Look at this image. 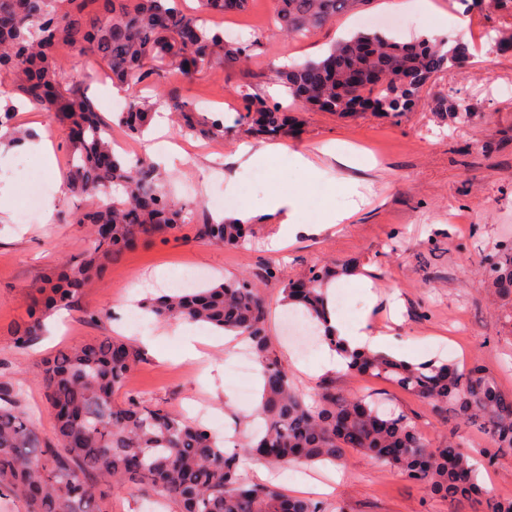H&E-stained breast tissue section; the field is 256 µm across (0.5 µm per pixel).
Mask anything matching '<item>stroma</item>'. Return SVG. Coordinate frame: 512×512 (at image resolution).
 <instances>
[{
  "mask_svg": "<svg viewBox=\"0 0 512 512\" xmlns=\"http://www.w3.org/2000/svg\"><path fill=\"white\" fill-rule=\"evenodd\" d=\"M391 2L372 0L306 39L274 34L271 0H252L243 13L211 19V26L235 31L239 39L260 38L256 57L239 67L163 75L154 101L164 112L173 90L194 103L210 101V113L223 117L229 132L224 140L212 141L183 135L169 124L166 139L181 149L182 157L171 161L159 155L155 161L179 204L215 217L214 198L240 199L255 213L251 241L240 248L216 246L192 240L186 227L164 239L139 242L107 267L96 288L50 316L47 334L25 348L17 347L12 327L24 318L32 290L67 256L84 249L87 229L71 221L76 198L58 188V176L66 171V127L49 112L15 113L16 126L49 140L55 163L46 165L26 146L0 150V195L12 199L10 210L0 211V383L19 390L22 409L35 418L44 439H53L54 425L45 409L39 364L63 347L98 336H122L138 345L141 358L129 392L182 411L193 404L206 408L229 429L240 414L252 412L261 383L253 381L250 397L240 395L228 369L235 349L223 334L198 323L188 332L177 320L129 318L132 300L146 299L152 288L173 287L179 275L193 268L205 271L208 285L242 275L261 279L273 345L303 392L315 386L311 370L323 351L317 347L305 357L296 353L295 331L311 340L318 334L313 323L285 305L280 282L265 280V268L274 263L294 279L325 266L352 265V274L335 280L336 296L345 303L338 314L346 323L367 320L374 332L388 336L385 352L401 359L478 363L505 395H512V324L503 317L512 299L490 292L480 266L485 255L512 241V54L497 52L488 37L492 28L512 27V16L468 15L459 0H430L434 16L466 18V29H449L448 39L464 42L468 55L461 69L439 73L417 105L396 117L359 112L342 118L304 109L271 71L275 63L316 59L336 39L358 32L379 31L406 41L430 31V20L418 12L412 13L411 25L397 29L388 24L395 14ZM58 56L70 81L86 86L104 117L134 98L132 87L105 97L110 80L78 49L61 48ZM247 80L256 93L290 107L302 122L299 133L281 139L284 154L259 165L234 157L240 143H266L237 118L236 90ZM441 98L465 104L470 122L461 125L437 115L433 104ZM332 141L361 149L364 167L323 161L320 149ZM296 151L320 165L324 177L309 179L292 166L288 155ZM342 179L357 183L365 197L349 221L296 235L282 250L268 249L279 229L277 215L265 206L271 190L300 194L303 221L311 225L329 207L346 204L347 195L335 187ZM37 190L53 211L44 222H24L21 207ZM365 278L373 283L375 303L365 297ZM191 336L203 357L179 361ZM330 381L339 392L385 400L429 437L442 430L429 406L386 380L339 371ZM299 474L310 479L305 496L323 501L327 512H449L447 501L428 497L398 472L351 448L341 466L317 464L296 474L275 470L268 479L286 489Z\"/></svg>",
  "mask_w": 512,
  "mask_h": 512,
  "instance_id": "35a3bbf8",
  "label": "stroma"
}]
</instances>
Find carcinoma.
Instances as JSON below:
<instances>
[{
    "mask_svg": "<svg viewBox=\"0 0 512 512\" xmlns=\"http://www.w3.org/2000/svg\"><path fill=\"white\" fill-rule=\"evenodd\" d=\"M250 0H199L187 10L182 0H0V73L12 87L0 91V128L15 147L28 134L9 126L19 95L48 110L69 127L67 178L78 197L92 205L72 213L89 228L87 248L35 289L26 319L13 328L15 343L26 347L44 332V320L67 308L101 281L106 264L135 241L166 237L194 225L196 238L218 245L244 244L248 225L204 217L177 205L158 169L144 159L117 154L109 128L87 89L67 81L56 55L78 47L104 65L115 84L154 86L167 67L195 69L245 62L258 41H229L206 18L247 10ZM371 0H273L275 31L300 38ZM470 11L483 7L512 15V0H460ZM467 45L449 46L424 36L400 43L385 35L358 33L340 40L317 60L276 68L274 74L296 100L347 116L362 102L384 116L409 112L430 77L460 65ZM239 119L268 139L288 135L297 120L247 88L237 91ZM181 131L222 140L224 119L210 117L179 98L172 101ZM435 111L458 124L470 113L442 98ZM151 105L136 98L115 115L133 137L151 121ZM488 281L502 296L512 295V244L484 259ZM354 267L310 272L290 280L277 267L283 301L313 319L325 307V288ZM141 308L158 321L206 323L250 343L259 364L262 399L254 419L262 426L248 444L228 450L226 442L182 413L138 395L115 396L139 362V350L119 336H102L59 350L38 367L55 438L43 440L34 419L19 406L18 393L0 387V489L26 503V512H110L114 492L135 489L173 503L177 512H325L324 504L291 496L272 485L247 481L240 457L255 454L275 468L336 464L347 448L379 459L424 493L451 504H474L480 512H512V499L488 491L479 472H489L512 455V396L503 394L477 365L428 360L409 362L385 352H358L348 374L382 378L425 402L446 431L437 440L423 435L407 415L384 411L372 399L347 396L322 381L302 393L276 356L267 329L269 306L257 283L226 278L208 287L150 298ZM484 433L488 446L465 447L464 430Z\"/></svg>",
    "mask_w": 512,
    "mask_h": 512,
    "instance_id": "1",
    "label": "carcinoma"
}]
</instances>
